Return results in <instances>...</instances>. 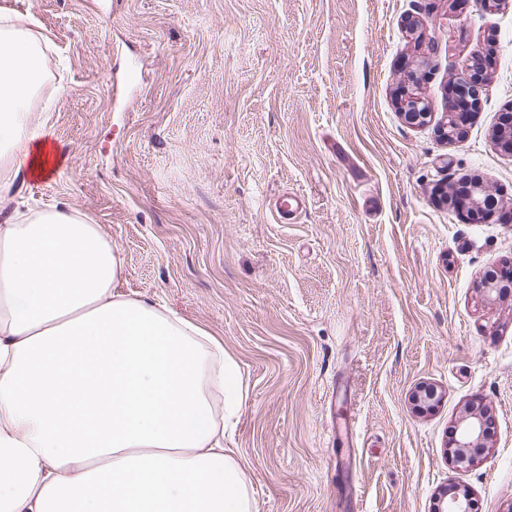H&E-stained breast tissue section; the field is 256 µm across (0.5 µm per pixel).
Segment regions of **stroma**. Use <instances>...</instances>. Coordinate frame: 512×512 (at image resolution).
Wrapping results in <instances>:
<instances>
[{
  "mask_svg": "<svg viewBox=\"0 0 512 512\" xmlns=\"http://www.w3.org/2000/svg\"><path fill=\"white\" fill-rule=\"evenodd\" d=\"M43 41L34 122L66 151L19 208L63 201L111 239L125 293L224 344L246 397L224 435L258 512H433L468 490L512 512V224L444 194L479 180L512 208V0H0ZM494 44L462 139L461 65ZM430 118L404 122L398 92ZM306 206L278 221L276 199ZM424 383L442 394L414 407ZM483 403L474 464L446 445Z\"/></svg>",
  "mask_w": 512,
  "mask_h": 512,
  "instance_id": "obj_1",
  "label": "stroma"
}]
</instances>
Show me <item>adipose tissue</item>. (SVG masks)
<instances>
[{
  "instance_id": "ef3b65f1",
  "label": "adipose tissue",
  "mask_w": 512,
  "mask_h": 512,
  "mask_svg": "<svg viewBox=\"0 0 512 512\" xmlns=\"http://www.w3.org/2000/svg\"><path fill=\"white\" fill-rule=\"evenodd\" d=\"M40 41L0 16V512H257L224 430L245 400L222 343L121 293L118 250L57 202L21 212L65 152L30 106Z\"/></svg>"
}]
</instances>
